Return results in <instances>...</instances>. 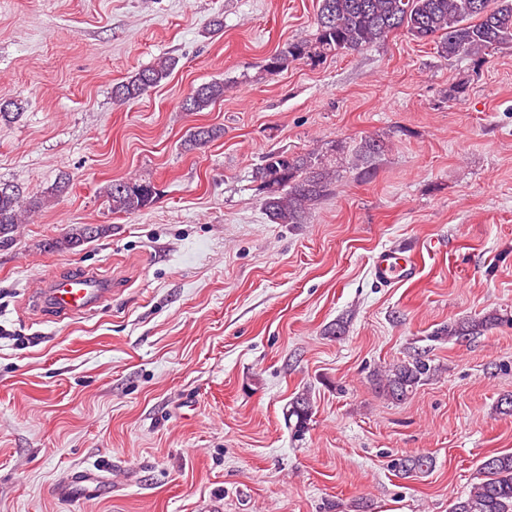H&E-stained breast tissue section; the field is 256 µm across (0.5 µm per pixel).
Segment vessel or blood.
<instances>
[{"label":"vessel or blood","instance_id":"obj_1","mask_svg":"<svg viewBox=\"0 0 512 512\" xmlns=\"http://www.w3.org/2000/svg\"><path fill=\"white\" fill-rule=\"evenodd\" d=\"M374 270L376 279L389 286L415 277L418 265L413 257L388 249L378 254ZM111 295V281L93 271L63 273L50 278L36 291L34 306L37 311H47L55 318L66 319L94 311ZM111 489V474L97 466L75 472L68 481L58 486L57 491L71 496L99 494Z\"/></svg>","mask_w":512,"mask_h":512}]
</instances>
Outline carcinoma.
Wrapping results in <instances>:
<instances>
[{
	"mask_svg": "<svg viewBox=\"0 0 512 512\" xmlns=\"http://www.w3.org/2000/svg\"><path fill=\"white\" fill-rule=\"evenodd\" d=\"M317 30L311 39H295L270 53L256 76L264 80L277 76L297 62L321 63L338 55L358 52L385 40L390 34L405 31L413 40L435 45L437 54L451 60L460 57L481 58L489 49L512 45V0H318ZM178 60L162 57L128 80L113 87L120 102L137 99L160 86L175 70ZM224 83L213 82L194 89L182 102L186 112H202L224 97ZM222 135L221 129L199 127L184 140L190 149H203ZM387 148L379 134L367 135L355 149L353 166L359 178L375 173V163ZM338 159L328 152L313 149L306 153L271 150L262 157L253 176L265 194L264 209L273 224H306L311 206L327 195L336 182ZM147 180H114L105 188L112 213L134 214L150 208L158 193ZM37 204L23 195L0 187V243ZM104 226L74 224L66 232V243L77 246L91 235L107 233ZM502 321L496 312L463 318L448 323L439 334L448 339L482 334ZM429 359L418 355L393 363L373 374L380 392L401 401L434 375ZM313 414L310 397L304 393L293 398L288 417L296 418L295 427L303 429ZM393 466L413 468V474L425 475L433 469V458L416 455L394 460ZM482 479L470 492L453 500L449 512H512V452H497L481 464Z\"/></svg>",
	"mask_w": 512,
	"mask_h": 512,
	"instance_id": "carcinoma-1",
	"label": "carcinoma"
}]
</instances>
